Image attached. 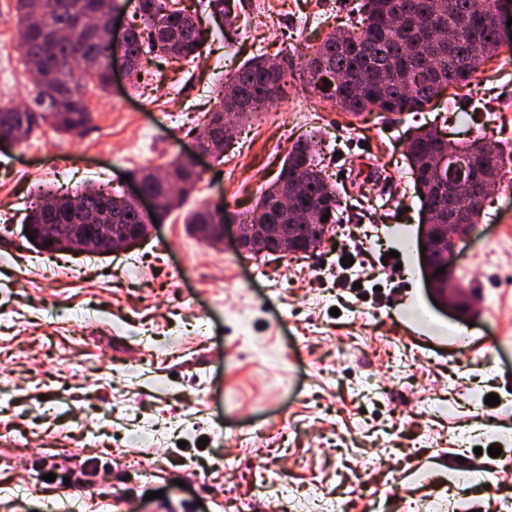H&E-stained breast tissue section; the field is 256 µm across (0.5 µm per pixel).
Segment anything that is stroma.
Segmentation results:
<instances>
[{
  "mask_svg": "<svg viewBox=\"0 0 512 512\" xmlns=\"http://www.w3.org/2000/svg\"><path fill=\"white\" fill-rule=\"evenodd\" d=\"M182 2L204 30L192 68L117 75L108 94L88 90L81 135L46 125L0 153V512H222L229 492L275 512L282 491L305 512H512V251L486 248L512 236V190L497 188L458 246L473 308L452 313L423 277L404 155L420 127L512 153V41L411 114L352 115L289 81L285 110L242 126L223 162L204 159L196 192L135 247L50 255L21 235L39 192L119 191L123 175L194 149L231 69L262 55L297 70L361 0H229L230 25ZM15 43L13 0H0L2 101L28 91ZM312 136L350 214L316 255L188 234V210L252 209ZM368 255L375 270L355 287ZM62 441L70 456L48 464ZM157 456L156 477L132 475L129 458Z\"/></svg>",
  "mask_w": 512,
  "mask_h": 512,
  "instance_id": "35a3bbf8",
  "label": "stroma"
}]
</instances>
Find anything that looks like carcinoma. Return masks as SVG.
Listing matches in <instances>:
<instances>
[{
    "instance_id": "carcinoma-1",
    "label": "carcinoma",
    "mask_w": 512,
    "mask_h": 512,
    "mask_svg": "<svg viewBox=\"0 0 512 512\" xmlns=\"http://www.w3.org/2000/svg\"><path fill=\"white\" fill-rule=\"evenodd\" d=\"M86 2L15 0L18 45L26 64L38 58L35 68L29 70L30 92L24 106L0 101V118L9 117L21 128V143L29 141L44 124L59 133L80 134L91 121L85 87L91 83L102 94L109 90L102 62L110 46L98 31L74 30L63 40H56L57 33L82 12ZM361 7L365 9L361 21L328 34L299 72L300 80L312 92L344 112H420L443 86L468 83L500 46V16L491 0H364ZM136 12L142 26L129 29L128 51L133 56L129 75H139L142 59L150 54L163 56L181 68L195 62L202 31L190 12L178 7L175 0H137ZM441 27L452 33L453 41L433 39ZM323 63L335 72H344L346 80L324 86L319 70ZM286 84L284 71L272 69L262 56L247 61L226 80L204 123L205 140L218 146L215 160L223 159L230 145L224 140L227 114L243 111L248 118L255 117L271 98H282ZM412 149L420 165V178L432 183L426 205L449 203L448 190L436 182L437 164L448 151V139L434 132L417 138ZM460 154L476 178L505 167L501 150L485 155L471 144ZM138 173L147 191L163 197L176 191L185 200L201 181L200 172L180 155L167 162L161 172L145 166ZM284 179L303 180L295 207L319 217L327 213L331 225L343 221L344 210L336 190L315 163L311 145L305 143L288 152L277 178L255 207L243 215L242 223L257 219L275 225L293 223L291 213L276 205ZM75 197L83 199L84 214L109 215L119 195L101 190L95 197L88 191L73 197L41 194L31 202L25 223L35 229L42 224L78 223L80 213L72 204ZM218 214L208 207L194 210L187 220L188 232L205 241Z\"/></svg>"
}]
</instances>
